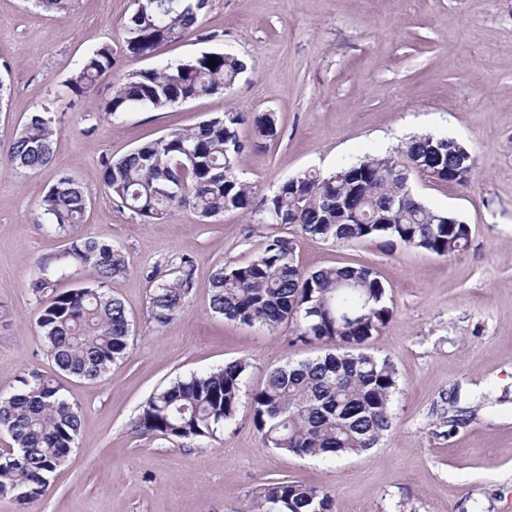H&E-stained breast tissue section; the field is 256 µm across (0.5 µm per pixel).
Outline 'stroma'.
Returning a JSON list of instances; mask_svg holds the SVG:
<instances>
[{"instance_id":"35a3bbf8","label":"stroma","mask_w":512,"mask_h":512,"mask_svg":"<svg viewBox=\"0 0 512 512\" xmlns=\"http://www.w3.org/2000/svg\"><path fill=\"white\" fill-rule=\"evenodd\" d=\"M132 10L133 0H81L61 19L31 0H0V65L12 84L0 105V144L37 108L58 118L48 167L20 173L0 159V396L25 373L56 372L28 281L38 261L63 248L38 221V203L60 175L92 189L77 231L120 245L128 270L109 290L134 320L125 361L94 383L61 379L81 428L49 493L26 505L0 498V512H259L261 485L283 476L326 489L336 512H512V0H210L200 29L156 59L123 48ZM105 43L118 74L222 51L247 68L222 92L111 117L101 110L111 80L78 98L65 88L84 55ZM226 112L277 118L271 140L253 123L240 128L249 146L237 173L263 196L301 170L331 171L420 132L455 139L475 159L465 188L411 178L425 203L470 224L458 256L315 238L296 251L308 269L370 264L387 289L392 314L368 349L394 364L399 391L394 425L368 455L324 462L267 448L246 402L209 439L134 429L142 405L175 379L242 360L255 389L284 361L324 351L294 342L292 325L271 332L208 310L216 266L249 261L291 227L241 212L202 224L184 209L147 223L100 188L104 157ZM184 256L194 261L187 308L154 329L150 292ZM452 396L472 417L450 434Z\"/></svg>"}]
</instances>
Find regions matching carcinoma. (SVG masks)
I'll return each mask as SVG.
<instances>
[{
    "label": "carcinoma",
    "instance_id": "carcinoma-1",
    "mask_svg": "<svg viewBox=\"0 0 512 512\" xmlns=\"http://www.w3.org/2000/svg\"><path fill=\"white\" fill-rule=\"evenodd\" d=\"M60 18L79 0H32ZM208 0H142L123 29L126 52L155 57L170 43L196 32ZM216 66H209V62ZM239 57L207 52L197 57L130 73L113 82L102 111L118 116L134 107L159 110L215 94L245 70ZM112 46L89 52L66 87L77 96L112 75ZM240 112H226L188 129H177L124 156L106 157L101 184L121 207L143 221L159 220L180 208L199 222L227 211L260 215L262 224L295 228L292 237L272 236L250 261L221 264L212 277L209 311L229 321L269 331L284 322L295 326L294 341L321 342L332 350L271 370L249 392L248 365L232 361L216 370L178 379L154 393L142 407L135 432L199 440L231 424L242 398L249 397L252 421L266 447L301 458L360 456L377 447L393 424L392 400L399 391L397 371L386 358L364 351L391 311L387 291L367 264L306 270L295 254L299 238L344 245L381 239L451 257L468 248L469 224L448 223L451 215L429 207L407 187L413 173L466 186L457 141L429 133L410 137L385 155H365L332 172L302 170L283 180L270 197L241 180L235 160L248 147L241 139ZM261 137L277 135L273 113L253 118ZM55 116L49 109L29 114L7 147V163L20 171L48 166L53 157ZM91 191L70 175L60 176L39 207L48 224L66 233L82 222ZM92 268L91 282L68 289L62 281L79 268ZM128 270L122 250L85 234L67 237L64 249L40 261L29 288L41 301L37 327L57 371L88 382L128 358L133 329L124 302L108 284ZM194 262L181 258L177 275L157 283L148 320L160 330L180 316L193 285ZM55 378L31 371L17 390L0 397V424L9 426L14 447L25 461H0V497L20 504L46 495L50 479L75 447L79 408ZM260 500L277 512H333L332 496L319 487L275 478L260 488Z\"/></svg>",
    "mask_w": 512,
    "mask_h": 512
}]
</instances>
